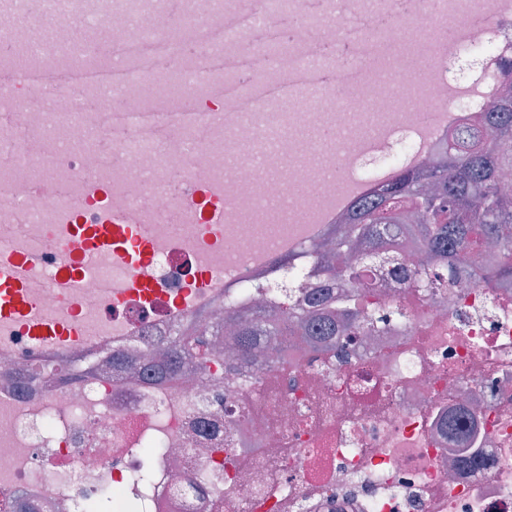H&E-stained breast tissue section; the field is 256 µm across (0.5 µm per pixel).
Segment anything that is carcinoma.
I'll return each instance as SVG.
<instances>
[{"label":"carcinoma","mask_w":512,"mask_h":512,"mask_svg":"<svg viewBox=\"0 0 512 512\" xmlns=\"http://www.w3.org/2000/svg\"><path fill=\"white\" fill-rule=\"evenodd\" d=\"M508 167H512V102L487 113L484 128L451 135L448 159L421 179L405 178L360 199L349 217V253L363 258L394 253L400 244L391 234L398 232L419 242L432 264L474 254L489 241L505 239L507 225L512 224V188L502 185L501 173ZM358 318L357 311L346 309L314 321L283 306L277 314H253L237 321L226 356L203 347L193 333L172 336L168 359H153L144 369L159 382L175 380L184 362L206 375L227 357L240 365L251 362L271 339L285 335L290 322L313 345L343 330L346 320Z\"/></svg>","instance_id":"1"}]
</instances>
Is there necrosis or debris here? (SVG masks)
Masks as SVG:
<instances>
[{
    "label": "necrosis or debris",
    "instance_id": "4bbe7bcc",
    "mask_svg": "<svg viewBox=\"0 0 512 512\" xmlns=\"http://www.w3.org/2000/svg\"><path fill=\"white\" fill-rule=\"evenodd\" d=\"M209 2L225 10L232 56L223 139L210 137L205 113L182 134L139 139L156 100L181 111L162 82L121 120L102 111L122 76L113 53L95 49L93 19L81 32L91 49L44 60L80 86L78 111L0 123L15 145L0 147V183L13 196L0 207V257L39 251L31 301L75 330L57 344L24 322H0V512L23 501L35 512H97L104 499L111 512H512V276L492 273L502 247L445 268L438 288L412 287L377 260L359 263L356 279L337 275V296L379 321L326 347L292 341L211 376L187 364L172 383L106 364L118 351L166 349L189 328L220 345L228 314L297 307L324 281L318 246L345 240L352 203L390 177L429 172L449 132L512 85V0H324L317 11L288 0L272 13ZM446 23L460 30L451 46L431 37ZM404 30L429 70L411 98L399 92L409 78ZM326 47L348 60L320 76L301 71ZM463 64L478 67L472 82L456 78ZM246 65L260 71L248 93L236 81ZM316 80L330 97L305 101ZM270 89L294 98L293 111H254ZM431 108L448 117L429 132L414 115ZM173 155L198 178L223 172L233 223L141 225L153 252L135 274L150 297L130 292L135 274L106 256L86 264L76 287L54 284L76 240L68 225L40 223L53 196L28 206L30 171L47 185L83 172L119 181L168 216L159 162ZM272 197L288 208V230H303L299 246L255 232ZM206 273L220 287H202ZM471 453L487 458L486 471L460 470Z\"/></svg>",
    "mask_w": 512,
    "mask_h": 512
}]
</instances>
